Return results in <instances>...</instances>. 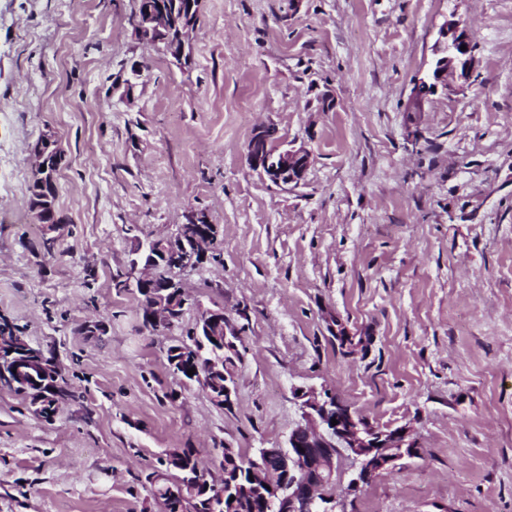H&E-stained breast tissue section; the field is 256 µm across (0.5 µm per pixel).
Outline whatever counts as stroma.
Returning <instances> with one entry per match:
<instances>
[{"mask_svg":"<svg viewBox=\"0 0 512 512\" xmlns=\"http://www.w3.org/2000/svg\"><path fill=\"white\" fill-rule=\"evenodd\" d=\"M136 6L0 0V323L79 393L47 421L0 389V512H157L167 449L287 445L299 389L417 442L353 492L341 459V512H512V0H201L186 69L139 40ZM452 17L471 82L410 111ZM261 124L312 152L304 184L250 168ZM49 131L50 252L28 208ZM194 209L221 261L184 274L183 324L217 304L241 329L230 409L169 370L182 329H146L115 285ZM30 160L33 171L32 184L37 190L54 191L56 180L64 161V154L53 133H45L31 150ZM45 166V170H42Z\"/></svg>","mask_w":512,"mask_h":512,"instance_id":"stroma-1","label":"stroma"}]
</instances>
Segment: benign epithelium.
<instances>
[{
	"instance_id": "7a95c632",
	"label": "benign epithelium",
	"mask_w": 512,
	"mask_h": 512,
	"mask_svg": "<svg viewBox=\"0 0 512 512\" xmlns=\"http://www.w3.org/2000/svg\"><path fill=\"white\" fill-rule=\"evenodd\" d=\"M200 0H183L180 16H175L163 0H139L135 25L143 33L163 35L177 29L173 40H161L162 50L176 61L192 58L195 32V17ZM466 49H461V46ZM474 68V57L470 34L463 22L450 19L439 30L434 48V60L426 77L419 79L413 90L414 111H420L428 95L438 87L448 88V79L457 86L470 83ZM273 135L266 125L255 128L246 152L250 167L272 184L288 189L301 185L313 164V155L304 146H283L272 141ZM33 171L32 184L47 191L57 187L56 180L64 161V154L53 133L48 132L31 150ZM36 223L44 233H58L65 221L54 208L31 209ZM217 225L212 221L202 224L197 215L188 213L186 222L176 225L173 234L164 238L149 239L141 243L137 257L131 261V271L126 286H141L151 289L147 306L149 326L158 333H168L176 328L178 320L188 304V295L176 278L159 279L161 255L174 270L183 274L196 270L212 260L217 242ZM218 341L222 337L240 335L233 323L224 317V309L215 306L202 308L191 336L175 344V353L182 359L192 358L196 353L199 332ZM11 364L8 375L11 384H27L35 374L57 376L59 365L45 360L37 349L21 336L0 335V361ZM219 369L211 364L205 373L193 378L200 383L213 402H224V407L234 405L233 389L217 377ZM301 420L288 438V447L263 448L258 458L251 460V471L255 472L273 465L281 474L280 486L275 494L281 502V512H335L336 497L329 489L335 486L337 463L342 456L353 460L357 473L371 476L395 464L403 455L388 452L390 448H416L410 429L397 427L387 431L361 423L350 408L340 402L330 391L317 393L303 391L297 395ZM337 424H332V421ZM203 487L210 493L213 506L225 505L226 491L223 486L208 480V473L200 470L193 476L170 487L168 494L157 499L158 512H171L175 499H185Z\"/></svg>"
}]
</instances>
